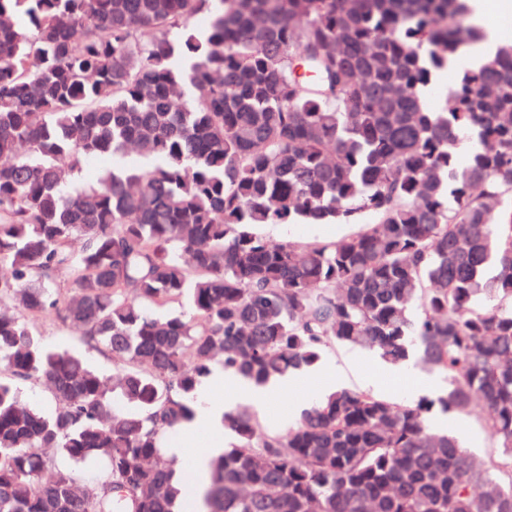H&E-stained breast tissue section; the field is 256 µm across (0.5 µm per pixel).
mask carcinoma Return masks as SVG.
<instances>
[{"label":"carcinoma","mask_w":512,"mask_h":512,"mask_svg":"<svg viewBox=\"0 0 512 512\" xmlns=\"http://www.w3.org/2000/svg\"><path fill=\"white\" fill-rule=\"evenodd\" d=\"M469 15L467 0H0V512H196L162 443L216 356L262 386L335 344L394 364L414 346L450 388L344 389L286 432L224 413L238 444L209 459L206 512H512V43L443 109L420 97ZM298 223L355 229L258 233ZM50 314L116 373L48 349ZM42 379L49 414L20 399ZM476 403L486 464L432 424ZM277 225L269 229H262L261 235L273 244L288 240L299 242L333 241L349 234L353 228L342 224H267L264 227Z\"/></svg>","instance_id":"obj_1"}]
</instances>
